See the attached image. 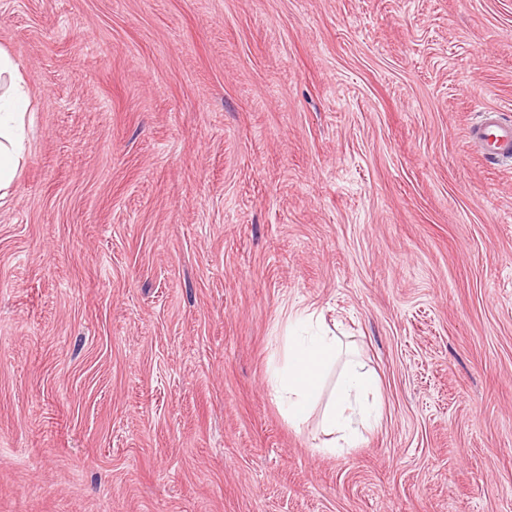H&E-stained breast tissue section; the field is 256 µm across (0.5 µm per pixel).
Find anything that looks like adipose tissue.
<instances>
[{"label": "adipose tissue", "instance_id": "ef3b65f1", "mask_svg": "<svg viewBox=\"0 0 512 512\" xmlns=\"http://www.w3.org/2000/svg\"><path fill=\"white\" fill-rule=\"evenodd\" d=\"M29 104L20 67L0 47V198L13 184L25 150V113ZM338 336L315 312H295L283 338L281 364L271 385L289 421L305 423L319 413L330 440L326 451L358 447L364 434L381 422L375 373L356 360H341Z\"/></svg>", "mask_w": 512, "mask_h": 512}]
</instances>
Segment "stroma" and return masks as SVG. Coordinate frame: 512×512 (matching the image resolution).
<instances>
[{
	"label": "stroma",
	"instance_id": "1",
	"mask_svg": "<svg viewBox=\"0 0 512 512\" xmlns=\"http://www.w3.org/2000/svg\"><path fill=\"white\" fill-rule=\"evenodd\" d=\"M0 512H512V0H0ZM374 371L319 453L296 308ZM28 104L19 64L0 47V198L13 184L25 150ZM471 128V139L481 147L482 155L493 162L512 159V121H501L498 114L485 113ZM286 332L281 365L270 382L288 420L298 427L319 406L341 345L338 336L323 326L320 315L308 309L293 314Z\"/></svg>",
	"mask_w": 512,
	"mask_h": 512
}]
</instances>
